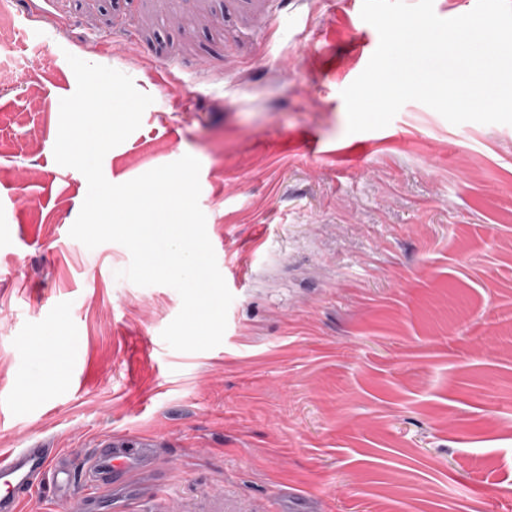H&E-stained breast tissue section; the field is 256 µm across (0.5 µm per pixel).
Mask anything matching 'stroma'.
<instances>
[{
  "instance_id": "stroma-1",
  "label": "stroma",
  "mask_w": 512,
  "mask_h": 512,
  "mask_svg": "<svg viewBox=\"0 0 512 512\" xmlns=\"http://www.w3.org/2000/svg\"><path fill=\"white\" fill-rule=\"evenodd\" d=\"M363 0H13L0 21V448L152 459L98 512H512V125L410 101L348 133ZM151 95L114 184L189 154L234 296L220 346L178 292L69 235L68 55ZM323 143L309 153L303 133ZM39 395L22 399V384Z\"/></svg>"
}]
</instances>
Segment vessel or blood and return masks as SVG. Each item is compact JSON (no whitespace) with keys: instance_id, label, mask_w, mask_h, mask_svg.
Instances as JSON below:
<instances>
[{"instance_id":"b4317fda","label":"vessel or blood","mask_w":512,"mask_h":512,"mask_svg":"<svg viewBox=\"0 0 512 512\" xmlns=\"http://www.w3.org/2000/svg\"><path fill=\"white\" fill-rule=\"evenodd\" d=\"M149 456L148 449L126 440L122 445L104 444L89 458L85 470L91 489L122 486ZM53 449L33 444L0 453V512H23L25 496L37 481L52 473L58 491V505L66 512L68 489L73 480L70 468L53 462Z\"/></svg>"}]
</instances>
